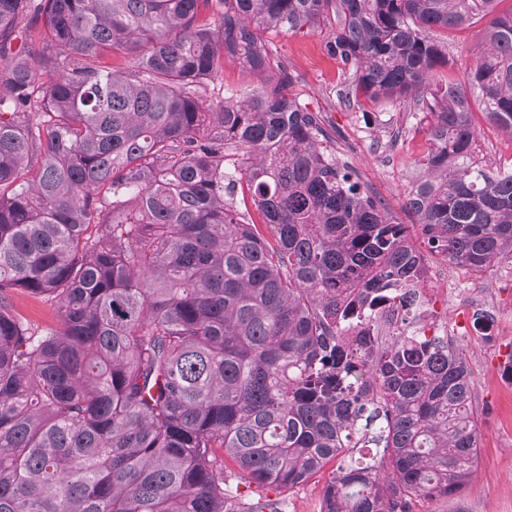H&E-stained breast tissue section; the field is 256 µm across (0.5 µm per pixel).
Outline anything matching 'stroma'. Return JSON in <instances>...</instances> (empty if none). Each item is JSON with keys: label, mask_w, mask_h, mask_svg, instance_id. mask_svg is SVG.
I'll return each mask as SVG.
<instances>
[{"label": "stroma", "mask_w": 512, "mask_h": 512, "mask_svg": "<svg viewBox=\"0 0 512 512\" xmlns=\"http://www.w3.org/2000/svg\"><path fill=\"white\" fill-rule=\"evenodd\" d=\"M485 20L449 32V70L463 77L484 44ZM334 29L270 32L264 39L296 76L294 95L336 126V159L352 166L365 185L400 212L412 183L423 176L420 165L430 143L429 120L411 100L383 104L379 119L365 124L362 110L348 104L349 75L328 55L325 43ZM476 157L493 169L512 162V134L474 113ZM429 311L438 327L449 328L464 351L485 412L478 418L481 444L473 477L454 497L420 500L416 512H512V377L503 371L512 349V260L492 264L482 274L436 260L426 278ZM493 320L490 335L471 329L474 310Z\"/></svg>", "instance_id": "35a3bbf8"}]
</instances>
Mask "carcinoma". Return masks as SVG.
<instances>
[{
  "label": "carcinoma",
  "instance_id": "cac0c4a2",
  "mask_svg": "<svg viewBox=\"0 0 512 512\" xmlns=\"http://www.w3.org/2000/svg\"><path fill=\"white\" fill-rule=\"evenodd\" d=\"M500 2L0 0V512H279L239 486L332 462L321 512L466 485L472 372L454 336L411 325L430 259L512 257V167L472 152L474 104L512 133ZM330 14L363 113L412 98L430 117L408 224L338 165L261 38ZM476 17L484 53L431 90L448 52L430 32ZM227 58L261 82L209 99ZM15 310L32 324L56 326L58 317L54 307L27 293L17 292L13 298Z\"/></svg>",
  "mask_w": 512,
  "mask_h": 512
}]
</instances>
